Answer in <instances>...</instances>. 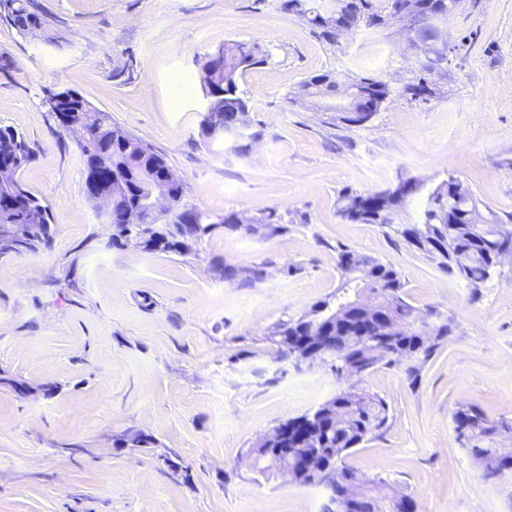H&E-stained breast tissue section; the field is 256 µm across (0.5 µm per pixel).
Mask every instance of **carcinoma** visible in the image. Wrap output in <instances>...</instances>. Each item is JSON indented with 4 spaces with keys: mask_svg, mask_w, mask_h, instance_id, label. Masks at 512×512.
<instances>
[{
    "mask_svg": "<svg viewBox=\"0 0 512 512\" xmlns=\"http://www.w3.org/2000/svg\"><path fill=\"white\" fill-rule=\"evenodd\" d=\"M420 0H356L357 13L342 18L341 23L349 26L361 25L369 30L383 28L380 24L382 13L389 10L405 13L414 30L416 42L424 48L437 45L439 34L425 13L417 8ZM322 0H277V8L293 14L309 24L315 36L326 44H331L326 22L320 20ZM0 20L14 27L19 33L41 28L46 20L36 9L34 0H0ZM272 53L264 45L253 42H231L224 45L220 53L208 55L201 64V80L207 97L224 100L222 124L226 127L245 125V137L258 139L262 131L253 130L249 114L248 100L239 89L240 78L250 69L268 63ZM338 84H346L361 89L363 98L352 102L349 111L337 112L336 119L348 126H356L363 118L354 116L356 112L374 115L380 111L392 94L388 81L382 78L359 76L350 73L341 75L331 72L320 73L303 81L291 101L298 100L302 91L313 85L333 89ZM435 94L430 80L419 75L403 86L401 95L413 99L426 98ZM56 109L71 114L73 120L81 123L83 142L80 150L84 166L95 162L104 172L112 175L119 184H109L118 191L117 202L105 212L108 224L112 226V244L121 245L128 234L136 231L132 216L140 202L145 199L150 188L164 189L171 202V217L166 221L154 220L157 230L152 232L144 251L186 255L193 244L210 230V225L199 220L201 212L185 201L184 187L180 181H172L170 169L162 155L154 148L112 123L107 112L90 106L73 90H63L55 94ZM32 160L24 137L11 127H0V196L10 198V202L0 203V228L4 225L33 224L35 231L31 241L11 246L0 244V255L37 254L48 250L53 240L49 207L26 190L18 180L22 168ZM422 185L413 179L406 181L403 190L377 191L376 205L365 206L364 194L346 191L341 195L345 204L339 209L340 215L359 224H385L405 242L415 237V250L423 254L437 266L456 277L478 286L486 281L493 271V260L498 252V241L494 236L473 234L466 203L473 200L466 186H461L460 200L448 206L444 200L445 185L436 187L428 196V201L419 215V221L410 224H396L401 207L409 199L419 195ZM340 256L352 257L370 276L374 296L385 301L391 311L403 322L412 325L420 318V310L406 299L401 276L394 268L380 260L342 248ZM300 323L285 321L276 326L273 336L278 343H284L290 336H299ZM336 335L347 336V340L336 345V355L351 362L363 365L362 375L370 374L379 364L395 365L401 360L408 362L406 373L415 382L419 369L431 360L438 349L448 340L452 329L450 324L438 325L434 342L426 344L415 332L396 336L390 340L388 349L372 354L362 348L355 349L349 337L358 336L356 328L344 329L335 326ZM336 408V423L332 426H319L312 441L301 452L319 455L326 459L331 470L356 477L357 473L348 468L337 467L338 460L350 450L359 447L370 438L382 432L389 420V406L380 396L350 384L340 389L332 398L310 413L315 416L322 409ZM454 431L457 437L465 440L470 455L486 458L493 451L492 437L509 428L512 422L489 419L481 410L467 407L458 410L453 416Z\"/></svg>",
    "mask_w": 512,
    "mask_h": 512,
    "instance_id": "obj_1",
    "label": "carcinoma"
}]
</instances>
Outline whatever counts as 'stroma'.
I'll use <instances>...</instances> for the list:
<instances>
[{
    "instance_id": "35a3bbf8",
    "label": "stroma",
    "mask_w": 512,
    "mask_h": 512,
    "mask_svg": "<svg viewBox=\"0 0 512 512\" xmlns=\"http://www.w3.org/2000/svg\"><path fill=\"white\" fill-rule=\"evenodd\" d=\"M36 2L48 21L37 35L0 21V126L32 148L19 178L54 230L51 249L0 257V512H321L324 486L255 475L243 456L341 386L278 360L270 339L334 299L341 247L392 266L407 300L452 328L418 380L384 364L365 378L389 421L344 465L401 488L418 512H512V474L484 478L453 425L468 406L512 420V265L474 287L392 227L338 213L346 190L414 178L430 191L452 176L481 213L512 214V0H462L437 21L447 58L425 99L401 93L419 60L397 24L334 47L277 0ZM234 40L274 54L240 81L263 129L244 152L234 137L201 134L199 62ZM348 70L395 91L365 125L293 102L310 76ZM62 89L150 144L215 221L189 254L113 245L85 194L77 139L45 103ZM271 212L280 231L220 223ZM132 431L154 445L122 447Z\"/></svg>"
}]
</instances>
